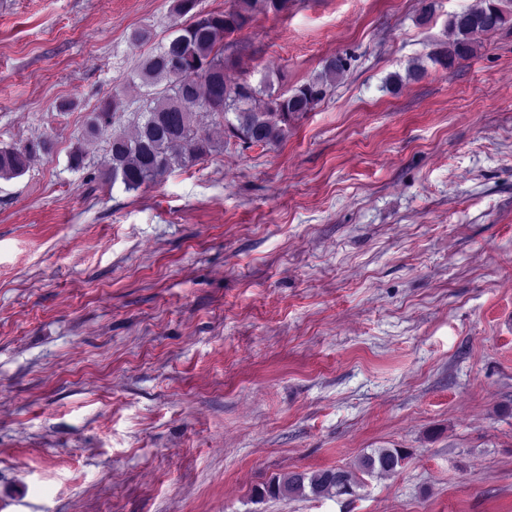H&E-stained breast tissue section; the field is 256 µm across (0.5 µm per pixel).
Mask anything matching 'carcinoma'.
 Segmentation results:
<instances>
[{
	"mask_svg": "<svg viewBox=\"0 0 512 512\" xmlns=\"http://www.w3.org/2000/svg\"><path fill=\"white\" fill-rule=\"evenodd\" d=\"M288 0H232L224 12L209 13L202 21L176 29L159 49L146 57L136 77L144 89L134 111V133L112 131L109 167L112 182H121L127 192L153 183L176 167L204 159L213 149L209 135L194 120L202 112L227 128L230 136L246 146L272 145L284 139L288 125L302 112L311 111L346 69L341 57L326 62L320 76L289 95L266 93L246 80L230 82L225 70L231 57L225 55L224 37L249 25L255 14L282 13ZM508 21L501 0H484L478 11L453 16L449 28L454 40L436 62L446 66L471 51L476 36L500 29ZM121 102L104 101L94 112L86 136L96 138L109 131ZM234 119H229V116ZM46 142L0 149V178L22 175ZM404 460L398 448H379L362 457L359 469L393 473ZM310 488L314 495H351L358 487L355 475L344 469L294 473L269 485L272 497L299 494Z\"/></svg>",
	"mask_w": 512,
	"mask_h": 512,
	"instance_id": "carcinoma-1",
	"label": "carcinoma"
}]
</instances>
